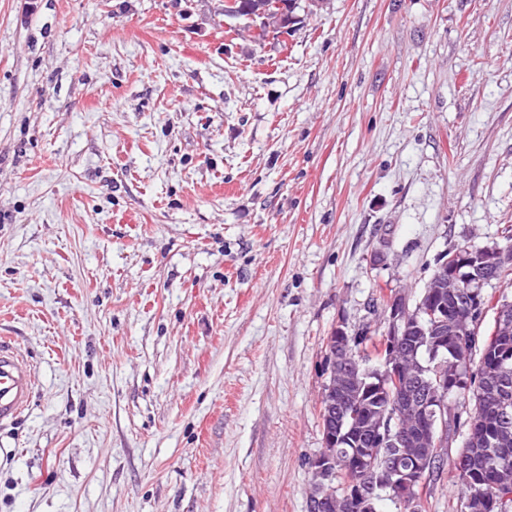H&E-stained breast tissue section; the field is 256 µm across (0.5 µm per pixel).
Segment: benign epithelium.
Masks as SVG:
<instances>
[{
	"instance_id": "7a95c632",
	"label": "benign epithelium",
	"mask_w": 512,
	"mask_h": 512,
	"mask_svg": "<svg viewBox=\"0 0 512 512\" xmlns=\"http://www.w3.org/2000/svg\"><path fill=\"white\" fill-rule=\"evenodd\" d=\"M512 268V244L496 243L475 250L456 248L437 262L431 278V292L417 300L408 292L395 289L385 297L384 330L380 336L381 366L373 369L364 361L363 351L355 350L354 337L338 327L327 343L332 364L331 383L325 385L319 403L323 448L309 459L312 485L309 503L312 512H333L336 498L320 492L324 481L345 479L349 469L363 471L367 488L346 487L343 498L352 503L355 512H374L375 498L383 494L402 507L421 502L428 491L429 449L436 448L455 418L454 407L448 405L451 392L469 393V381L462 374L450 380L446 376L425 374L412 355L417 353L418 340L427 344L428 360H442L448 351L470 343L474 330L467 323L476 322L485 309L486 288L493 285L502 270ZM468 288L466 303L458 300L459 289ZM496 342L492 352L507 358L512 339V301L499 298L493 303ZM370 375L377 382L367 392H379L385 398L378 423L372 426L371 437L378 448H363L350 440L343 428L344 418L332 413L344 401V385L348 374ZM508 379L493 374L488 379L482 400L489 393L504 394ZM340 445L351 447L345 465L337 467L336 452Z\"/></svg>"
}]
</instances>
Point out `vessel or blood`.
Segmentation results:
<instances>
[{"mask_svg": "<svg viewBox=\"0 0 512 512\" xmlns=\"http://www.w3.org/2000/svg\"><path fill=\"white\" fill-rule=\"evenodd\" d=\"M33 368L14 347L0 342V424L17 419L29 406Z\"/></svg>", "mask_w": 512, "mask_h": 512, "instance_id": "vessel-or-blood-1", "label": "vessel or blood"}]
</instances>
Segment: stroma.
Wrapping results in <instances>:
<instances>
[{
    "instance_id": "1",
    "label": "stroma",
    "mask_w": 512,
    "mask_h": 512,
    "mask_svg": "<svg viewBox=\"0 0 512 512\" xmlns=\"http://www.w3.org/2000/svg\"><path fill=\"white\" fill-rule=\"evenodd\" d=\"M0 0V512H307L325 344L512 227V0ZM224 0V16L230 20H237L242 23L239 30L251 32L252 37L255 40H262L263 34H256L253 31L255 25H262L264 28L277 27L286 28L283 29L280 34L281 36L287 35L289 31L287 28L290 24V19L293 17L295 9L298 7L297 0H281L283 7L281 9L274 8L273 11L267 15H260V11L264 6L270 4L268 0H234V4L229 6ZM251 16H254L252 18ZM265 20V21H263ZM33 368L14 347L0 342V424L17 419L29 406Z\"/></svg>"
}]
</instances>
